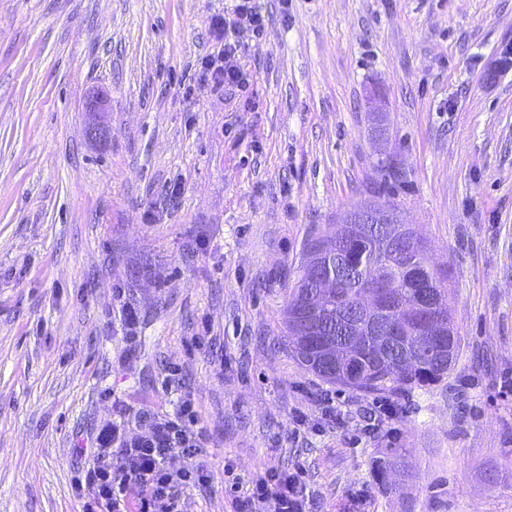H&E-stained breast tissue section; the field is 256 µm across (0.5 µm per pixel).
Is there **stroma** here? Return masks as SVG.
Wrapping results in <instances>:
<instances>
[{"label":"stroma","instance_id":"obj_1","mask_svg":"<svg viewBox=\"0 0 512 512\" xmlns=\"http://www.w3.org/2000/svg\"><path fill=\"white\" fill-rule=\"evenodd\" d=\"M235 4L0 0V512H81L78 449L184 396L204 452L182 464L210 473L186 512H230L258 470L299 472L312 512H512V0H257L250 86L217 93L200 60ZM382 158L461 346L372 395L301 365L283 321ZM85 133L89 140H106L110 134L109 125L103 119L104 101L99 94L89 95L85 100Z\"/></svg>","mask_w":512,"mask_h":512}]
</instances>
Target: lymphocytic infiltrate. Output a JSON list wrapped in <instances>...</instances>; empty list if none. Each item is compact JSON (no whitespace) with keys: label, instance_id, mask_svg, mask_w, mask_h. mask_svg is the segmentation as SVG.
<instances>
[{"label":"lymphocytic infiltrate","instance_id":"obj_1","mask_svg":"<svg viewBox=\"0 0 512 512\" xmlns=\"http://www.w3.org/2000/svg\"><path fill=\"white\" fill-rule=\"evenodd\" d=\"M255 0H237L231 19L212 24L225 40L203 57L200 71L213 88H241L247 74L240 62L244 42L257 40L268 24ZM92 449L93 465L76 478L85 492L83 512H184L181 491L206 483L208 468L187 469L181 457L198 454L202 432L191 398L178 401L171 413L150 416L144 435L128 437L124 424L102 430ZM233 512H310L306 486L293 473L257 472L246 493L232 500Z\"/></svg>","mask_w":512,"mask_h":512}]
</instances>
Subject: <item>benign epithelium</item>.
Segmentation results:
<instances>
[{
	"label": "benign epithelium",
	"mask_w": 512,
	"mask_h": 512,
	"mask_svg": "<svg viewBox=\"0 0 512 512\" xmlns=\"http://www.w3.org/2000/svg\"><path fill=\"white\" fill-rule=\"evenodd\" d=\"M85 133L89 140L103 141L110 134L109 125L103 119L104 101L98 94H92L85 100ZM393 212L388 206L366 203L348 211L342 223L364 233L380 235L383 246L393 248L397 237V226L392 223ZM310 291L307 295L306 307L313 313L320 309L331 289L339 288L341 281L333 270L323 271L322 261L312 263L307 280ZM345 332L351 345L359 344V337H376L375 352L378 358L385 359L388 355L391 337L405 336L408 328L405 322H394L388 318L380 294L368 288L360 298L355 312L345 322ZM448 335V321L438 320L426 328L425 335L418 338L417 345L426 341H435Z\"/></svg>",
	"instance_id": "7a95c632"
}]
</instances>
